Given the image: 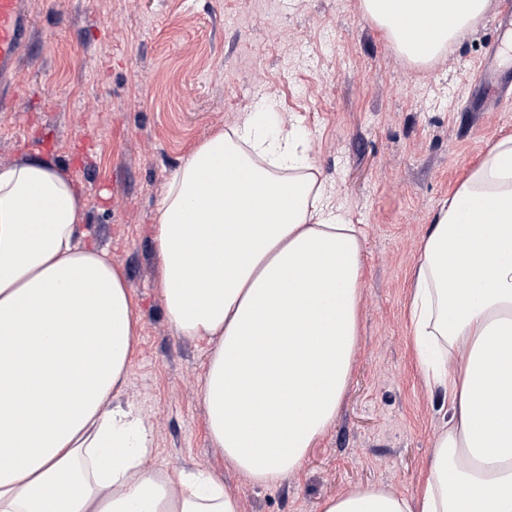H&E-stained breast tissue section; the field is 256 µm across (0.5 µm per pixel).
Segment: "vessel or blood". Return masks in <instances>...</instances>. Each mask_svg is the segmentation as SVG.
<instances>
[{
    "mask_svg": "<svg viewBox=\"0 0 512 512\" xmlns=\"http://www.w3.org/2000/svg\"><path fill=\"white\" fill-rule=\"evenodd\" d=\"M34 35L27 0H0V103L15 96V77L23 48Z\"/></svg>",
    "mask_w": 512,
    "mask_h": 512,
    "instance_id": "b4317fda",
    "label": "vessel or blood"
}]
</instances>
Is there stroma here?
<instances>
[{"label":"stroma","instance_id":"35a3bbf8","mask_svg":"<svg viewBox=\"0 0 512 512\" xmlns=\"http://www.w3.org/2000/svg\"><path fill=\"white\" fill-rule=\"evenodd\" d=\"M431 63L403 57L361 0H30L36 31L0 112V165L53 157L88 203L87 243L126 277L140 331L118 397L154 436L150 468L208 469L244 512H320L357 486L414 495L448 422V395L413 354L409 297L434 215L502 135L512 72L499 16ZM295 129L330 211L363 231L360 336L336 418L298 470L252 484L210 437L209 347L177 335L161 302L152 227L172 175L247 108Z\"/></svg>","mask_w":512,"mask_h":512}]
</instances>
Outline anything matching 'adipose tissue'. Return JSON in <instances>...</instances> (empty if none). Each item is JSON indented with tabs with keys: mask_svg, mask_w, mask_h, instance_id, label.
<instances>
[{
	"mask_svg": "<svg viewBox=\"0 0 512 512\" xmlns=\"http://www.w3.org/2000/svg\"><path fill=\"white\" fill-rule=\"evenodd\" d=\"M490 0H362L427 63ZM431 18L430 39L409 19ZM86 203L53 163L0 165V512H243L212 473L151 470V430L116 400L138 318L123 272L87 244ZM361 235L323 203L303 143L262 113L196 146L153 227L161 300L210 346L211 438L251 483L278 482L332 423L358 336ZM415 351L448 428L413 496L356 487L321 512H512V135L434 217L413 281Z\"/></svg>",
	"mask_w": 512,
	"mask_h": 512,
	"instance_id": "obj_1",
	"label": "adipose tissue"
}]
</instances>
